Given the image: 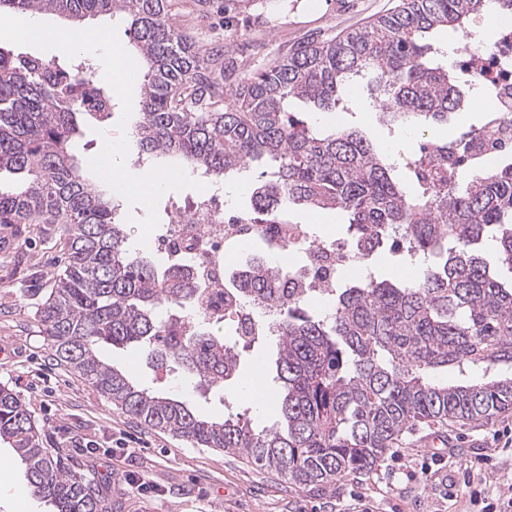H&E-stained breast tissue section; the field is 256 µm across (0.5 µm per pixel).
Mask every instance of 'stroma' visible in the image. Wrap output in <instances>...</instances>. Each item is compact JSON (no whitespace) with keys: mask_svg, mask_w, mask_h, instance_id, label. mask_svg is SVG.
<instances>
[{"mask_svg":"<svg viewBox=\"0 0 512 512\" xmlns=\"http://www.w3.org/2000/svg\"><path fill=\"white\" fill-rule=\"evenodd\" d=\"M400 0H213L199 14L194 0H173L171 21L199 42L224 49L221 85L231 90L292 46L309 38L337 36L363 26ZM93 76L128 87L108 117L83 125L78 157L91 180L104 163L102 143L131 132L143 83L127 66L106 68L98 49L78 52ZM301 120L329 127H357L376 145L416 150L417 137L383 122L369 97L350 111L293 108ZM191 177L175 180L155 196L123 198L120 223L138 234L136 251L159 266L167 260L153 244V229L168 210L193 196ZM58 224H0V386L18 394L34 416L44 447L57 448L74 470L103 490L109 512H483L512 499V446L500 434L512 428V410L492 424L424 425L407 435L373 473L346 478L323 491L300 488L246 459L198 448L140 424L77 375L53 360L36 310L52 286L65 251ZM239 371L224 392L207 390L181 376L156 370L138 348L103 346V354L140 384L172 394L197 411L245 413L253 426L274 421L276 406L257 395L270 381L273 342L237 343Z\"/></svg>","mask_w":512,"mask_h":512,"instance_id":"obj_1","label":"stroma"}]
</instances>
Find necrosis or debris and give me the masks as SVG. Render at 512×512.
Segmentation results:
<instances>
[{
  "label": "necrosis or debris",
  "mask_w": 512,
  "mask_h": 512,
  "mask_svg": "<svg viewBox=\"0 0 512 512\" xmlns=\"http://www.w3.org/2000/svg\"><path fill=\"white\" fill-rule=\"evenodd\" d=\"M497 38L484 46L481 32L466 31L465 46L452 64L462 86L471 96L484 100L482 127L467 144L452 141L445 145H425L404 157L406 167L427 174L444 175L468 166L471 161L486 162L512 157V21L496 24ZM201 189L196 197L168 214L167 223L154 232L155 244L172 264L188 263L194 276L203 280L211 294L202 302L201 312L209 323L233 320L235 324L255 321L249 308L228 307L221 288L225 271L242 275V268H228L230 253L250 257L254 246H261V256L273 266H285L295 284L321 294L336 284L338 268L350 269L358 259L347 245L336 239L319 236L307 224H255L246 210L224 214L216 205V196L208 189L203 173H196Z\"/></svg>",
  "instance_id": "obj_1"
}]
</instances>
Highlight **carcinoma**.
<instances>
[{"instance_id":"cac0c4a2","label":"carcinoma","mask_w":512,"mask_h":512,"mask_svg":"<svg viewBox=\"0 0 512 512\" xmlns=\"http://www.w3.org/2000/svg\"><path fill=\"white\" fill-rule=\"evenodd\" d=\"M171 0H0V13H55L76 22L130 18V54L144 71L134 122L139 156H176L215 182L257 163L252 222L290 223L288 205L334 212L366 271L327 292V314L305 311L303 288L259 258L232 288L239 300L279 312L271 382L278 419L255 428L218 418L140 385L101 353L134 344L156 367L221 391L239 367L234 348L203 319L169 333L164 309L193 306L185 266L158 267L131 250L116 222L119 201L74 161L78 117L112 111L109 88L70 61L0 47V224H63L67 250L36 315L57 360L127 415L199 448L246 458L301 488L323 489L375 471L404 433L428 423L489 421L512 410V374L441 382L440 369L512 366V284L482 255L493 242L512 272V162L474 166L442 186L410 189L396 163L351 127L298 129L294 99L344 108L357 78H370L385 115L425 133L460 111L461 89L432 40L464 31L481 13L512 16V0H401L393 11L329 40H312L248 75L224 99L210 65L223 56L169 22ZM97 98L103 107L84 106ZM426 265L416 282L378 279L385 247ZM0 441L22 465L26 488L54 512H107L98 485L45 448L26 404L0 387Z\"/></svg>"}]
</instances>
